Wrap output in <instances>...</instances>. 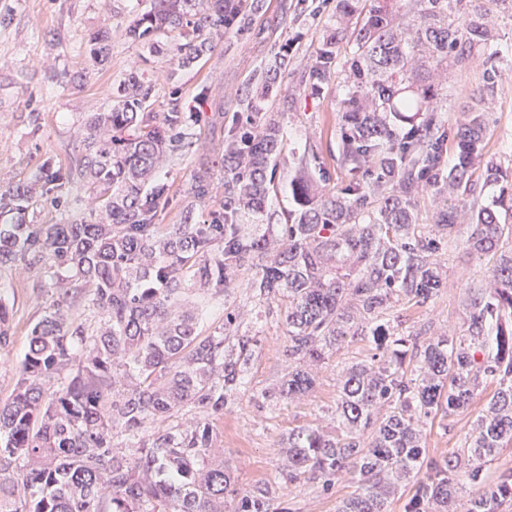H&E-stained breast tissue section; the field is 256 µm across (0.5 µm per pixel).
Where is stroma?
<instances>
[{
    "instance_id": "obj_1",
    "label": "stroma",
    "mask_w": 512,
    "mask_h": 512,
    "mask_svg": "<svg viewBox=\"0 0 512 512\" xmlns=\"http://www.w3.org/2000/svg\"><path fill=\"white\" fill-rule=\"evenodd\" d=\"M336 4L337 0H259L260 8L248 31L229 30L211 53L164 81L160 75L169 68L166 51L172 48V40L163 38L164 53L153 55L126 35L128 24L149 7V0H0V190L37 174L48 156L61 168H75L83 150L80 130L88 114L106 111L119 84L135 69L153 87L150 111L161 113L175 107L197 117L191 126L192 146L169 152L156 174L170 186L169 201L158 221L179 224L188 211L195 219H205L224 196L220 165L224 126L245 111L243 88L280 50L288 51L291 64L271 97L275 111L283 115L284 147L277 175L286 177L299 157H312L321 166L318 185L336 186L347 177L338 153L345 75L335 73L318 89L305 84L311 46L335 27ZM489 9L495 19L496 64L502 79L494 95L481 101L477 93L485 84L482 57L463 65L449 63L438 116L453 132L472 106H480L488 119L486 156L510 168L512 0H491ZM104 27L110 30V51L107 62L100 66L88 61L86 45L90 36ZM203 166L210 170L213 192L209 206L199 207L190 186L194 171ZM87 197V186L78 179L46 185L27 220L32 224L83 220L89 215ZM468 233V226H460L442 252L444 286L434 298L424 304L398 301L388 310V319L401 333L423 341L447 331L462 333L469 291L481 287L488 275L487 263L466 251ZM46 298L38 270L0 267V299L13 307V342L0 349V402L12 392L16 367L27 349L29 327L40 317ZM287 307L284 300L251 304L239 290L226 300L211 301L208 307L214 323L228 308L257 317L262 336L251 366V391L226 410L218 424L224 463L242 486L278 475L284 464L280 440L289 430L330 425L338 395V370L372 354L368 338L355 337L319 368L316 385L304 400L272 409L258 407L253 393L274 387L285 372L282 350ZM493 391V385H486L466 413L425 427L430 455L458 447ZM350 491V485L340 480L327 493L320 484L306 482L287 488L285 494L295 512H336Z\"/></svg>"
}]
</instances>
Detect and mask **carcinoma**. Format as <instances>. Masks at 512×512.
Returning a JSON list of instances; mask_svg holds the SVG:
<instances>
[{
  "label": "carcinoma",
  "instance_id": "obj_1",
  "mask_svg": "<svg viewBox=\"0 0 512 512\" xmlns=\"http://www.w3.org/2000/svg\"><path fill=\"white\" fill-rule=\"evenodd\" d=\"M448 24V0H337L336 28L313 45L308 77L336 70L340 48L349 91L342 102L339 155L348 179L321 190L301 161L288 175L290 222L265 224L283 139L281 112L263 101L278 88L288 54L260 70L250 112L224 137V201L195 222L155 223L169 186L155 172L169 146L192 139L191 116L147 111L149 88L131 71L107 112L83 129L77 169L45 158L39 176L0 193V266L42 272L56 294L32 324L10 397L0 404V512H292L276 489L301 482L323 491L342 478L355 490L336 512H387L395 483L411 484L406 512H512V469L487 480L484 467L512 445V171L484 159L487 124L473 111L453 135L437 115L438 70L453 54L466 63L496 34L479 0ZM252 0H150L128 36L162 53L176 37L177 66L214 49L213 35L249 27ZM109 30L87 42L97 65ZM483 184L496 188L478 203ZM77 174L92 190L89 219L28 224L39 186ZM436 203L423 230L419 195ZM193 197H211L193 175ZM469 224V253L490 262L473 291L459 336L420 344L383 318L393 300L423 304L443 287L438 254ZM243 289L254 303L288 300L286 373L258 404H290L308 393L310 365L367 335L370 359L338 374L341 433H288V467L274 480L237 487L218 454L217 422L248 388L260 339L244 315L225 311L205 333L204 307ZM12 308L0 300V348L11 344ZM493 395L460 447L431 456L418 424L467 411L483 384Z\"/></svg>",
  "mask_w": 512,
  "mask_h": 512
}]
</instances>
